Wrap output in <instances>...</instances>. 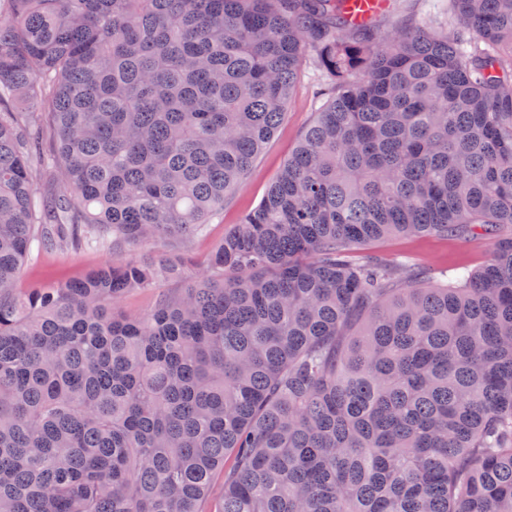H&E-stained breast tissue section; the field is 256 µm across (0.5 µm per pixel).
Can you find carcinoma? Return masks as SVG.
Wrapping results in <instances>:
<instances>
[{"mask_svg": "<svg viewBox=\"0 0 512 512\" xmlns=\"http://www.w3.org/2000/svg\"><path fill=\"white\" fill-rule=\"evenodd\" d=\"M347 0H0V512H512V0L444 33ZM330 98L195 282L120 256L14 291L33 248L202 235ZM492 241L430 285L353 252ZM322 76L310 65L305 66L298 78L293 96L288 104L287 114L275 136L259 154L252 169L242 184L224 198V212L212 220L207 234L196 237L188 248V253L196 264L184 269L182 283L198 279L200 261L206 258L215 245L223 240L241 218L255 209L262 201L268 186L277 178L288 154L298 143L304 130L317 117L328 95L325 93ZM175 283L169 281H160L152 288L136 290L125 295L116 305V308L126 313L145 312L151 308L155 302L156 295L167 288H174Z\"/></svg>", "mask_w": 512, "mask_h": 512, "instance_id": "obj_1", "label": "carcinoma"}]
</instances>
